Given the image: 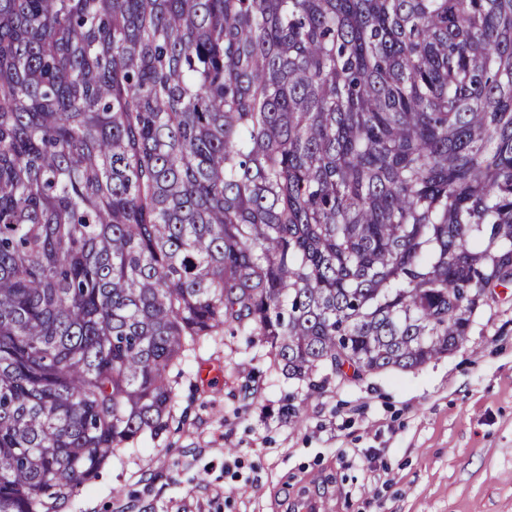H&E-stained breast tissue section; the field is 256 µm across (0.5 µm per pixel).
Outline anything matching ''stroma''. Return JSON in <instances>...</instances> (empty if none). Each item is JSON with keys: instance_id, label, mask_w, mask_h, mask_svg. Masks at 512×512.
Wrapping results in <instances>:
<instances>
[{"instance_id": "35a3bbf8", "label": "stroma", "mask_w": 512, "mask_h": 512, "mask_svg": "<svg viewBox=\"0 0 512 512\" xmlns=\"http://www.w3.org/2000/svg\"><path fill=\"white\" fill-rule=\"evenodd\" d=\"M261 352L205 343L166 428L57 512H512V288L459 349L411 371L310 392Z\"/></svg>"}]
</instances>
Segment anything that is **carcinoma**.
<instances>
[{
    "label": "carcinoma",
    "mask_w": 512,
    "mask_h": 512,
    "mask_svg": "<svg viewBox=\"0 0 512 512\" xmlns=\"http://www.w3.org/2000/svg\"><path fill=\"white\" fill-rule=\"evenodd\" d=\"M512 285V0H0V512H56L245 336L456 351Z\"/></svg>",
    "instance_id": "obj_1"
}]
</instances>
